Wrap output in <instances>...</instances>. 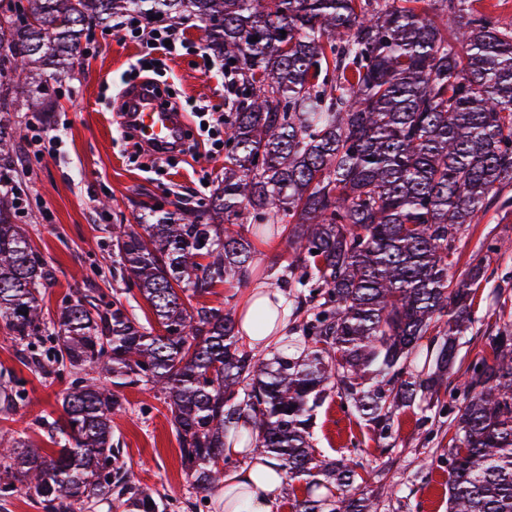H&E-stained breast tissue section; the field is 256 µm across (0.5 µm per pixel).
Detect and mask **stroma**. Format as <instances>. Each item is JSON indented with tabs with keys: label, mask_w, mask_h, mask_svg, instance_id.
I'll use <instances>...</instances> for the list:
<instances>
[{
	"label": "stroma",
	"mask_w": 512,
	"mask_h": 512,
	"mask_svg": "<svg viewBox=\"0 0 512 512\" xmlns=\"http://www.w3.org/2000/svg\"><path fill=\"white\" fill-rule=\"evenodd\" d=\"M182 27L189 54L162 59L156 79L169 84L177 99L224 97L222 78L195 63L203 47L202 23L184 15L174 18ZM141 39L119 38L97 28L85 55L64 74L48 79L50 95L42 111L21 107L12 119L20 125L39 120L47 129L59 130L63 143L57 157L27 161L23 151L13 156V195L26 196L25 211L13 220L24 227L33 246L53 267L54 279L40 289L46 313H56L65 296L79 290L91 295H111L121 288L112 276V226L116 221L135 223L148 207L172 211L185 203L209 197L224 170L223 155H178L162 171L146 173L141 161L125 153L117 131L113 99L136 81L133 66L145 53ZM109 209H101L102 198ZM51 220H44V213ZM455 276H463L472 261L486 265L488 283L478 289L473 322L457 345L455 368L465 371L481 349L484 338L512 324L501 308L512 309V185L501 190L497 201L477 223L466 226L456 243ZM254 271L249 283L220 284L204 299L206 305L238 304L250 283L270 284L267 270L288 256L286 237L255 241ZM11 371L19 381L22 398L10 410L0 409V429H11L37 441L51 443L41 430V419L63 415L61 392L68 376H45L23 363L18 345L0 322V372ZM122 413L112 420V435L123 449L122 458L137 486L160 497L165 512H224V496L198 493L185 475L179 445L162 395L141 384L122 389ZM448 417L416 401L399 411L395 448L382 456L364 421L344 409L329 395L313 415L312 445L317 453L351 459L367 470L385 468L382 480L368 488L376 512H448V455L443 438Z\"/></svg>",
	"instance_id": "obj_1"
}]
</instances>
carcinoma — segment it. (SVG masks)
Listing matches in <instances>:
<instances>
[{
    "mask_svg": "<svg viewBox=\"0 0 512 512\" xmlns=\"http://www.w3.org/2000/svg\"><path fill=\"white\" fill-rule=\"evenodd\" d=\"M128 13H189L224 55V177L201 210L112 225L125 288L104 305L75 291L51 322L39 286L52 267L0 194V319L26 351L53 343L48 362L72 375L64 417L48 424L57 450L0 430V496L83 512L118 487L122 512H164L112 442L118 389L150 382L196 490L223 486L235 440L306 482L295 512H374L372 472L315 455L313 412L336 392L388 453L394 417L426 390L452 415L448 512H512V331L486 336L448 386L488 281L481 261L450 275L456 241L512 184V32L470 0H4L0 183L22 139L10 113L44 95L47 67L72 64L90 29ZM276 224L289 258L269 272L302 319L267 360L240 343L234 307L192 301L246 281L247 234ZM138 295L161 332L126 306ZM410 362L434 365L430 382Z\"/></svg>",
    "mask_w": 512,
    "mask_h": 512,
    "instance_id": "carcinoma-1",
    "label": "carcinoma"
}]
</instances>
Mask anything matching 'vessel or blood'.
I'll return each instance as SVG.
<instances>
[{
	"instance_id": "b4317fda",
	"label": "vessel or blood",
	"mask_w": 512,
	"mask_h": 512,
	"mask_svg": "<svg viewBox=\"0 0 512 512\" xmlns=\"http://www.w3.org/2000/svg\"><path fill=\"white\" fill-rule=\"evenodd\" d=\"M126 102L127 110L121 123L123 132L134 133L137 141L152 145L159 155L181 143V113L161 109L143 88L128 96Z\"/></svg>"
}]
</instances>
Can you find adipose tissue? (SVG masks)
<instances>
[{"mask_svg": "<svg viewBox=\"0 0 512 512\" xmlns=\"http://www.w3.org/2000/svg\"><path fill=\"white\" fill-rule=\"evenodd\" d=\"M289 313L282 289L255 285L238 306L239 331L251 349H270L287 335ZM226 452L242 465L225 480L224 512H274L285 483L279 460L271 455L246 457L236 443Z\"/></svg>", "mask_w": 512, "mask_h": 512, "instance_id": "obj_1", "label": "adipose tissue"}]
</instances>
